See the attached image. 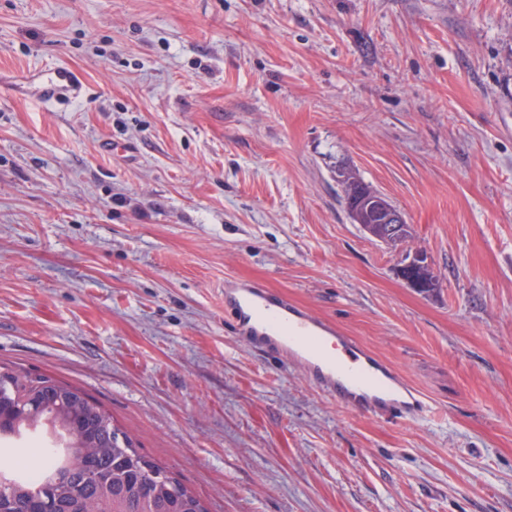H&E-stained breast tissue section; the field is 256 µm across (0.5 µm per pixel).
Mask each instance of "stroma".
I'll return each mask as SVG.
<instances>
[{
	"label": "stroma",
	"mask_w": 512,
	"mask_h": 512,
	"mask_svg": "<svg viewBox=\"0 0 512 512\" xmlns=\"http://www.w3.org/2000/svg\"><path fill=\"white\" fill-rule=\"evenodd\" d=\"M0 367L91 396L208 512H512V0H0ZM406 215L371 241L338 171ZM423 251L439 279L397 273ZM392 364L410 421L239 338L224 283ZM14 93L19 97H34L43 103H74L83 99L87 87L82 75L67 66H58L53 72L22 71L8 75Z\"/></svg>",
	"instance_id": "35a3bbf8"
}]
</instances>
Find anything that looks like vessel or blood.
<instances>
[{
  "label": "vessel or blood",
  "instance_id": "vessel-or-blood-1",
  "mask_svg": "<svg viewBox=\"0 0 512 512\" xmlns=\"http://www.w3.org/2000/svg\"><path fill=\"white\" fill-rule=\"evenodd\" d=\"M10 83L17 96L44 103L71 104L87 94L82 75L67 66L50 73H15ZM224 311L242 339L268 353L299 361L317 385L342 403L361 406L382 418L416 419L423 413L421 393L390 364L334 325L298 308L284 294L240 283L225 289ZM328 342L342 353L330 363L323 355Z\"/></svg>",
  "mask_w": 512,
  "mask_h": 512
}]
</instances>
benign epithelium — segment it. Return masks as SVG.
I'll list each match as a JSON object with an SVG mask.
<instances>
[{
    "mask_svg": "<svg viewBox=\"0 0 512 512\" xmlns=\"http://www.w3.org/2000/svg\"><path fill=\"white\" fill-rule=\"evenodd\" d=\"M351 216L371 240L387 247L401 244L408 226L406 216L379 195L359 194Z\"/></svg>",
    "mask_w": 512,
    "mask_h": 512,
    "instance_id": "7a95c632",
    "label": "benign epithelium"
}]
</instances>
